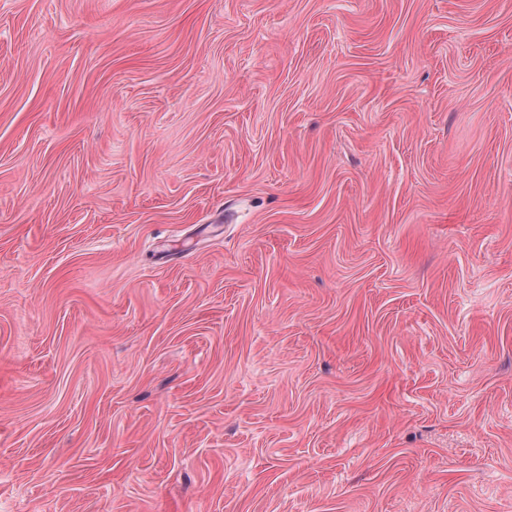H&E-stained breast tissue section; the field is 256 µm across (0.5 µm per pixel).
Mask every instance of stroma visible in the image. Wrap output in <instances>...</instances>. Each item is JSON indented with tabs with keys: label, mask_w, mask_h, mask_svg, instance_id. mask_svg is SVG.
Returning <instances> with one entry per match:
<instances>
[{
	"label": "stroma",
	"mask_w": 512,
	"mask_h": 512,
	"mask_svg": "<svg viewBox=\"0 0 512 512\" xmlns=\"http://www.w3.org/2000/svg\"><path fill=\"white\" fill-rule=\"evenodd\" d=\"M0 512H512V0H0Z\"/></svg>",
	"instance_id": "1"
}]
</instances>
